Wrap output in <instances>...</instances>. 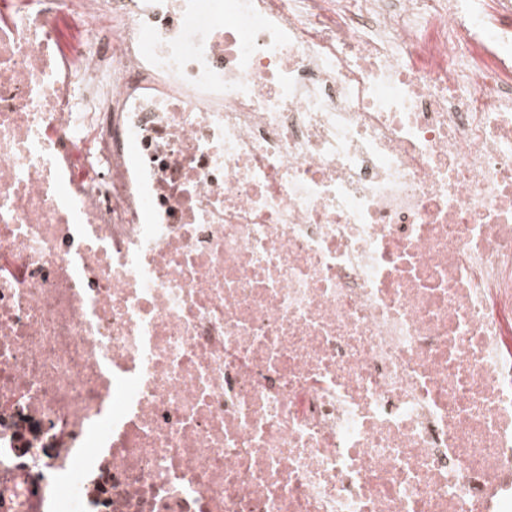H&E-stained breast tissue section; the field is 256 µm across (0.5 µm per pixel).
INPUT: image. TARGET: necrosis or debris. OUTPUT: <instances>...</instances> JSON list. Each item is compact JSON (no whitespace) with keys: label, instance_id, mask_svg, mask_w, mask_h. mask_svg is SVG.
<instances>
[{"label":"necrosis or debris","instance_id":"1","mask_svg":"<svg viewBox=\"0 0 512 512\" xmlns=\"http://www.w3.org/2000/svg\"><path fill=\"white\" fill-rule=\"evenodd\" d=\"M0 512H512V0H0Z\"/></svg>","mask_w":512,"mask_h":512}]
</instances>
